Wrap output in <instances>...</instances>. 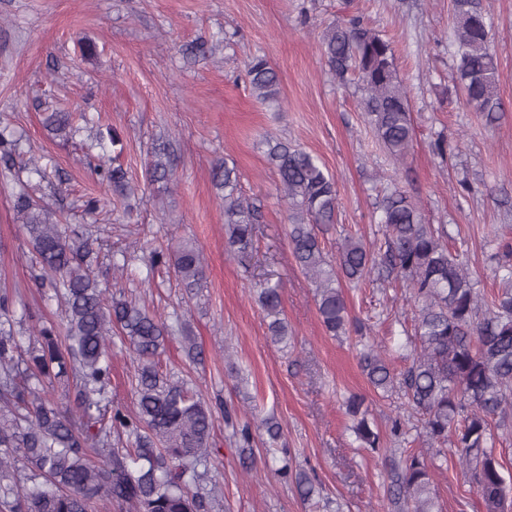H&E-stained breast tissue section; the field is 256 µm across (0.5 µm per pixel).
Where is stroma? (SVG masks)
<instances>
[{
    "label": "stroma",
    "instance_id": "1",
    "mask_svg": "<svg viewBox=\"0 0 512 512\" xmlns=\"http://www.w3.org/2000/svg\"><path fill=\"white\" fill-rule=\"evenodd\" d=\"M495 25L501 74L495 122L467 107L455 80L449 35L452 0H0V121L22 136L21 151L55 170L38 194L67 224L92 231L99 243L102 282L110 294L138 300L162 316L180 314L202 351L190 363L181 335L169 338L159 370L187 380L206 400L224 407L215 420L211 460L221 493L210 512H410L393 494L405 456L422 452L436 466V512H483L457 455L439 456L400 389H373L360 362L361 336L371 337L395 371L411 362L414 304L403 289L370 278L342 282L352 324L329 336L317 313L314 288L296 264L288 212L279 197L266 137L316 155L336 178L335 224L320 230L329 255L345 236L381 244L374 208L395 183L432 224L447 225L448 245L466 262L484 296L502 284L497 267L512 260L500 250L512 241V0H480ZM393 43L401 77L410 87L412 148L401 161L379 145L360 109L355 81L333 75L320 39L348 11ZM215 39L207 58L185 55L200 36ZM95 44L92 58L80 43ZM266 57L279 78L280 108L250 94L246 63ZM77 110L88 122L75 142L52 139L43 108ZM116 129L121 161L137 185L133 216L126 200L102 187L80 145ZM170 140L177 155L170 189L145 184L154 140ZM444 140V154L434 150ZM234 161L244 194L262 222L250 268L224 248V204L211 180L215 161ZM13 178L0 176V287L19 288L28 313L60 322L62 306L33 283L29 246L14 219ZM103 197V210L85 213L83 197ZM190 243L202 250L206 280L186 294L169 266L151 267L158 248ZM126 256L124 272L112 260ZM283 284L287 342L273 343L269 318L252 293L264 279ZM404 350H396V342ZM138 363L112 341V400L135 411ZM364 397L381 446L357 447L344 396ZM401 419L411 442L390 432ZM279 427L270 439L265 422ZM251 425L252 454L237 431ZM314 476L316 491L301 496L282 465Z\"/></svg>",
    "mask_w": 512,
    "mask_h": 512
}]
</instances>
